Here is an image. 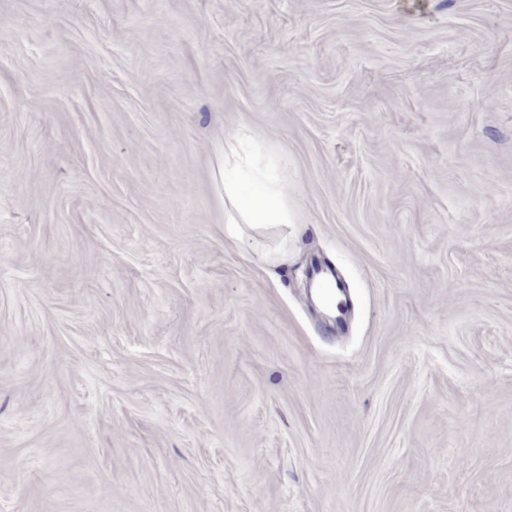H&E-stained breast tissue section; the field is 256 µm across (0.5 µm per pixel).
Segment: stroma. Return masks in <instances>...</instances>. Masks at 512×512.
I'll return each instance as SVG.
<instances>
[{
    "instance_id": "stroma-1",
    "label": "stroma",
    "mask_w": 512,
    "mask_h": 512,
    "mask_svg": "<svg viewBox=\"0 0 512 512\" xmlns=\"http://www.w3.org/2000/svg\"><path fill=\"white\" fill-rule=\"evenodd\" d=\"M0 512H512V0H0ZM288 205L274 184L262 186L246 203H242L239 186L224 180V224H248L253 229L288 226Z\"/></svg>"
}]
</instances>
